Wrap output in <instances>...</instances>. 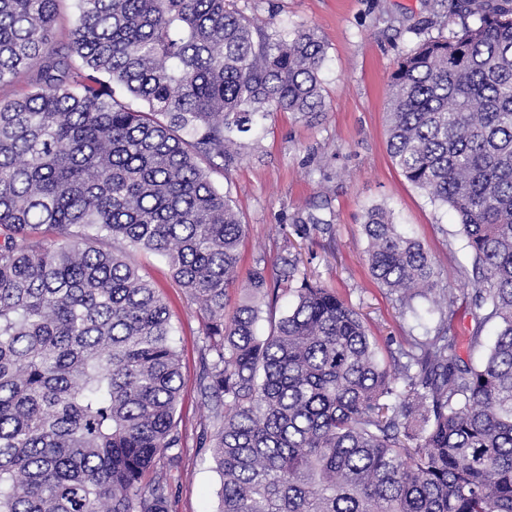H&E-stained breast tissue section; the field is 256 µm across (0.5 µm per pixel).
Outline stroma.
Segmentation results:
<instances>
[{
  "label": "stroma",
  "instance_id": "1",
  "mask_svg": "<svg viewBox=\"0 0 512 512\" xmlns=\"http://www.w3.org/2000/svg\"><path fill=\"white\" fill-rule=\"evenodd\" d=\"M434 0H235L258 24L315 29L327 45L322 71L325 108L314 119L276 112L262 122L260 141L230 170L214 174L230 189L248 233L241 246L239 283L228 292L237 305L256 265L274 269L282 258L333 287L365 318L383 351L407 347L410 337L434 327L437 315L400 313L395 294L375 282L366 264L361 226L369 208L389 209L418 239L451 291L452 323L467 335L478 310L465 270L471 260L452 213L439 208L402 175L386 144L388 83L400 58L419 41L413 31ZM310 211L330 232H294L292 217ZM140 270L165 297L175 327L185 383L178 409L180 462L171 472L170 512H216L220 477L204 435L205 410L198 381L203 318L175 281L166 260L137 255Z\"/></svg>",
  "mask_w": 512,
  "mask_h": 512
}]
</instances>
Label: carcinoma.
Instances as JSON below:
<instances>
[{
    "mask_svg": "<svg viewBox=\"0 0 512 512\" xmlns=\"http://www.w3.org/2000/svg\"><path fill=\"white\" fill-rule=\"evenodd\" d=\"M60 2L0 0V86L35 87L0 101V512H168L184 377L133 251L165 258L205 320L218 512H512V0H436L461 30L390 77V157L455 214L476 275L467 343L497 327L462 359L440 270L375 207L372 278L401 315L440 312L393 365L296 260L256 266L228 308L248 225L212 173L270 113L321 111L316 32L229 0H72L60 40ZM273 280L295 301L261 335Z\"/></svg>",
    "mask_w": 512,
    "mask_h": 512,
    "instance_id": "1",
    "label": "carcinoma"
}]
</instances>
